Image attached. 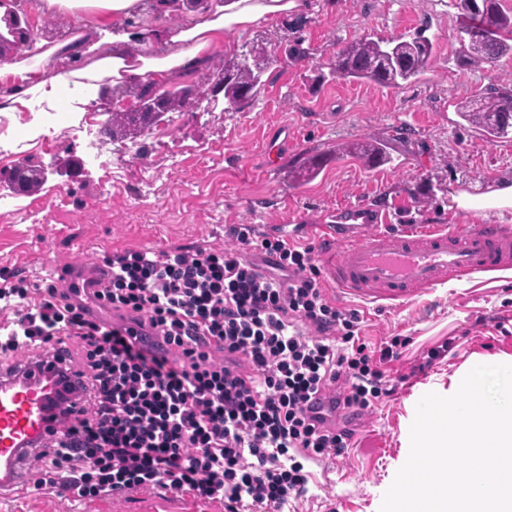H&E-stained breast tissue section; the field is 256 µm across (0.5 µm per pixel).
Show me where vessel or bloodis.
<instances>
[{
	"mask_svg": "<svg viewBox=\"0 0 512 512\" xmlns=\"http://www.w3.org/2000/svg\"><path fill=\"white\" fill-rule=\"evenodd\" d=\"M336 224H311L309 235L323 245L320 254L331 289L368 301L402 303L435 291L451 278L494 272L512 266V234L496 224H409L392 232L381 214L364 206L339 213ZM96 278L78 267L67 273L64 287L78 289L95 314L90 296ZM34 360L19 358L0 371V495L21 485L24 466L47 436L46 409L51 385Z\"/></svg>",
	"mask_w": 512,
	"mask_h": 512,
	"instance_id": "vessel-or-blood-1",
	"label": "vessel or blood"
}]
</instances>
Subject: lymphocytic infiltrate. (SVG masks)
I'll return each instance as SVG.
<instances>
[{
  "mask_svg": "<svg viewBox=\"0 0 512 512\" xmlns=\"http://www.w3.org/2000/svg\"><path fill=\"white\" fill-rule=\"evenodd\" d=\"M227 244L104 255L92 317L55 278L0 279L11 311L0 360L18 352L77 377L31 464L33 489L120 499L160 489L224 512H284L310 459L344 455L351 419L392 397L407 342L373 343L336 305L312 246L228 225Z\"/></svg>",
  "mask_w": 512,
  "mask_h": 512,
  "instance_id": "lymphocytic-infiltrate-1",
  "label": "lymphocytic infiltrate"
}]
</instances>
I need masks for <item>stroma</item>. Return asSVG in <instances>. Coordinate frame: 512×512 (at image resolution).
Listing matches in <instances>:
<instances>
[{
    "instance_id": "1",
    "label": "stroma",
    "mask_w": 512,
    "mask_h": 512,
    "mask_svg": "<svg viewBox=\"0 0 512 512\" xmlns=\"http://www.w3.org/2000/svg\"><path fill=\"white\" fill-rule=\"evenodd\" d=\"M301 12L269 15L228 34L215 55H233L252 41L290 44L303 36L313 58L279 55L265 74V90L249 112L195 108L171 112L136 142L105 135L97 113V146L107 162L89 158L87 141L63 128L84 110L69 89L68 110L47 121L42 137L24 138L10 120L21 162L47 171L35 196L15 193V164L0 159V200L15 210L0 220V277L39 282L64 267L97 264L125 249H192L224 242L229 224L270 233L275 224H315L327 212L360 205L389 212L391 227L404 224L497 223L491 212L449 208L452 192L512 180V137L487 142L460 126L458 102L512 79V60L458 67V14L452 0H304ZM28 7L37 22L35 43L50 47L80 38L73 13L45 14L41 0ZM424 30L435 54L419 79L399 88L350 83L324 76L326 62L346 42L362 36L392 38ZM287 133L290 146L265 162L268 138ZM383 141L389 163L366 168L338 149ZM332 160L309 183L296 187L288 173L303 158ZM359 310L362 335L409 339L393 367L407 380L388 401L357 417L353 445L334 459L328 482L311 481L303 512H379L386 490L409 454L416 404L448 388L449 378L473 355H512V277L476 273L451 280L431 295L390 304L336 297ZM453 338L448 354L425 373L412 375L422 351ZM147 492L127 499L73 501L24 488L0 499V512H139Z\"/></svg>"
}]
</instances>
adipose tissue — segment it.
<instances>
[{
	"mask_svg": "<svg viewBox=\"0 0 512 512\" xmlns=\"http://www.w3.org/2000/svg\"><path fill=\"white\" fill-rule=\"evenodd\" d=\"M47 9H68L79 14L94 12L110 18L119 30L112 40L97 38V25L83 28L82 41L64 45L63 51L74 58H84L81 68L46 78L48 52H41L25 63H0V112L18 116L37 100H54L59 84H73L87 91L98 90L103 81L129 80L149 82L155 75L181 76L206 66L212 49L224 42L226 32L258 23L267 15L299 9L298 0H226L224 6L201 13L188 11L174 28L159 27L147 34L150 56L132 57L128 52L129 34L122 25L138 12L140 0H44ZM449 207L461 211H492L512 216V182L501 181L487 190L473 194L452 193Z\"/></svg>",
	"mask_w": 512,
	"mask_h": 512,
	"instance_id": "ef3b65f1",
	"label": "adipose tissue"
}]
</instances>
